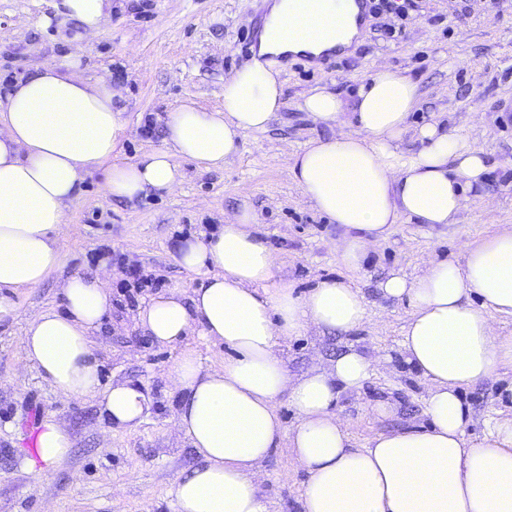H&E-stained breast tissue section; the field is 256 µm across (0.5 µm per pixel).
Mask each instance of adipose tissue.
I'll use <instances>...</instances> for the list:
<instances>
[{
	"label": "adipose tissue",
	"mask_w": 512,
	"mask_h": 512,
	"mask_svg": "<svg viewBox=\"0 0 512 512\" xmlns=\"http://www.w3.org/2000/svg\"><path fill=\"white\" fill-rule=\"evenodd\" d=\"M54 9L89 41L102 33L112 0H54ZM359 14L355 0H271L253 63L224 80L223 108L182 104L166 122L164 147L128 163L112 160L128 131L124 90L107 75L84 77L81 50L10 84L0 101V322L24 320L23 359L58 394L96 398L114 430L138 426L153 406L143 386L100 384L93 333L112 307L110 272L64 278L59 309L25 315L11 298L62 266L60 228L85 179L104 170V193L131 202L175 192L184 180L179 159L223 168L244 136L265 129L282 108L278 59L350 46ZM418 99L415 80L382 67L351 99L315 88L298 104L314 124L347 129L310 141L288 166L304 198L340 228L336 258L347 270H360L401 220L455 223L466 193L488 175L483 152L437 122L418 128V153L401 150ZM259 222L245 197L220 231L185 241L179 262L200 275V286L159 292L136 315L142 333L179 351L168 372L184 395L175 427L201 459L173 485L174 512H268L259 467L283 445L308 475L303 512H512V416L490 419L483 437L466 438L460 397L512 367V336L489 318L512 315V229L461 256L431 259L415 277L392 273L380 282L385 297L411 308L402 348L427 382L429 425L379 433L355 448L336 402L364 385L373 360L349 349L329 368L293 376L278 348L312 329L360 327L365 299L343 277L295 292L279 278ZM195 330L229 348L222 366L203 367L186 343ZM283 396L297 416L289 429L278 414ZM37 443L25 463L34 475L70 456L71 437L55 417L44 419Z\"/></svg>",
	"instance_id": "obj_1"
}]
</instances>
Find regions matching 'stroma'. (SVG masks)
Wrapping results in <instances>:
<instances>
[{"label":"stroma","mask_w":512,"mask_h":512,"mask_svg":"<svg viewBox=\"0 0 512 512\" xmlns=\"http://www.w3.org/2000/svg\"><path fill=\"white\" fill-rule=\"evenodd\" d=\"M267 0H114L105 33L84 48L83 74L110 73L125 89L129 130L119 160H136L164 147L169 112L191 101L213 110L224 106V80L249 65L254 46L245 42L258 29ZM395 39H380L367 26L352 48L314 65L289 58L280 75L284 107L266 129L247 133L241 151L223 169L205 170L181 160L185 174L173 194H155L134 203L104 195L103 173H95L66 212L62 225L66 261L41 287L14 293L25 312L61 307L59 282L70 274L91 277L112 269V296H122L118 259L162 276L163 287H199L194 273L177 261L185 238L217 231L249 195L281 274L298 292L327 277L348 275L364 295L368 318L346 334L310 332L287 340L278 351L290 374L329 366L348 348L375 359L363 387L340 395L337 410L353 447H367L379 432L426 426V385L402 353L407 302L382 295L390 273L416 276L432 258L460 254L464 244L512 226V0H419ZM74 22L55 17L52 0H0V80L35 71L69 54ZM400 70L419 84V101L407 120L402 147L418 151L415 131L439 120L449 132L466 136L489 158L491 170L480 195L468 196L455 223L394 225L376 256L362 270L345 273L333 242L339 234L303 197L288 173L291 155L313 139L332 136L297 104L315 87L351 94L376 67ZM112 308L95 336L101 380L131 381L155 398L137 427L112 431L93 398L57 394L32 367L22 363L23 321L0 323V512H173L170 491L177 478L199 463L194 448L173 431L181 396L166 377L178 352L159 346L136 327L139 304ZM461 399L470 421L467 438L482 437L489 419L512 414V368L464 387ZM378 400L393 410L381 416ZM54 415L68 430L73 448L52 473L35 477L23 469L31 434ZM260 493L269 512H301L307 479L288 448L276 449L263 465Z\"/></svg>","instance_id":"stroma-1"}]
</instances>
